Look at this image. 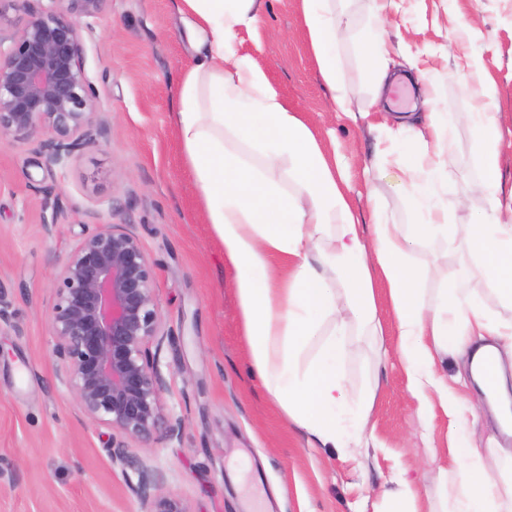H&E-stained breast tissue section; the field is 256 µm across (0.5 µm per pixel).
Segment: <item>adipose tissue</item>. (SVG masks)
<instances>
[{
  "label": "adipose tissue",
  "mask_w": 512,
  "mask_h": 512,
  "mask_svg": "<svg viewBox=\"0 0 512 512\" xmlns=\"http://www.w3.org/2000/svg\"><path fill=\"white\" fill-rule=\"evenodd\" d=\"M387 0H371L374 27L364 51L375 86L391 69L383 25ZM311 48L336 111L350 103L342 89L336 44L342 30L332 0H301ZM265 0H178L190 42L202 57L182 77L174 122L199 188L206 218L236 272L243 335L251 367L288 420L315 447H361L366 406L350 407L342 364L352 328L381 335L374 282L382 280L395 318L407 388L419 414L440 401L457 433L448 450L456 482L439 476L438 512H512V480L484 474L482 450L466 432L472 403L456 394L440 371L444 356L494 337V357L512 355V190H505L495 159L503 142L491 109L466 115L482 175L475 184L484 208L466 224L452 215L462 201L429 205L436 182L447 180L441 143L458 119L441 107L432 86L423 89L425 129L435 148L397 179L422 216L416 224H389L374 215L363 231L342 185L344 165L329 158L300 113L289 110L265 71L239 49L241 32H254ZM289 187H282V180ZM435 241L465 248L486 287L439 288L431 268L415 266L412 252ZM315 344L311 359L303 354Z\"/></svg>",
  "instance_id": "ef3b65f1"
}]
</instances>
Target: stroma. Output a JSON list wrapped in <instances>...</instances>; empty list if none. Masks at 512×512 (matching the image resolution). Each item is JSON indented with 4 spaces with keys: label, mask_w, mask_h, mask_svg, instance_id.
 <instances>
[{
    "label": "stroma",
    "mask_w": 512,
    "mask_h": 512,
    "mask_svg": "<svg viewBox=\"0 0 512 512\" xmlns=\"http://www.w3.org/2000/svg\"><path fill=\"white\" fill-rule=\"evenodd\" d=\"M346 24L338 46L352 113L334 111L308 38L301 0H265L260 34L240 48L265 70L290 110L301 113L346 163L345 194L362 223L379 206L391 224L416 214L397 181L434 145L408 137L386 159L374 157V87L362 59L372 24L368 0H335ZM469 24L471 34L457 32ZM385 26L400 46L398 70L416 65L458 114L479 107L461 83L484 77L506 145L499 158L512 184V0H393ZM83 64L98 96L104 130L97 146L67 168L33 145L0 141V512H139L140 501L111 465L105 435L94 430L55 380L47 330L53 274L82 225L101 219L133 225L155 271V294L171 334L162 352L170 382L163 401L184 420L180 439L152 438L139 455L167 475L165 492L189 512H245L247 498L268 512H381L380 492L396 474L422 497H435L447 456L448 418L420 417L393 351L388 306L383 337H350L344 363L350 401L370 399L367 440L350 454L314 447L272 403L251 369L242 335L236 273L207 223L200 194L173 125L180 81L196 57L177 0H109L92 29H81ZM450 187L465 199L454 221L467 223L480 175L473 135L458 121L448 151ZM61 189L71 216L45 236L31 182ZM412 261L433 267L449 285L482 291L465 250L428 242Z\"/></svg>",
    "instance_id": "stroma-1"
}]
</instances>
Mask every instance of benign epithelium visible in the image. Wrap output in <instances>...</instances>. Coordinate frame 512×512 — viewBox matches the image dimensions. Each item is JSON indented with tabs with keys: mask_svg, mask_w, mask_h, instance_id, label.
<instances>
[{
	"mask_svg": "<svg viewBox=\"0 0 512 512\" xmlns=\"http://www.w3.org/2000/svg\"><path fill=\"white\" fill-rule=\"evenodd\" d=\"M108 0H48L30 5L16 25L0 6V140L27 145L64 167L103 132L82 60L81 24L91 26ZM45 234L68 218L59 196L40 184ZM155 277L130 224L101 221L84 230L53 276L48 333L56 379L86 421L105 430L112 465L137 475L140 512H188L162 492L164 472L131 444L160 431L180 435L182 419L165 408L160 354L170 338L155 300Z\"/></svg>",
	"mask_w": 512,
	"mask_h": 512,
	"instance_id": "1",
	"label": "benign epithelium"
}]
</instances>
